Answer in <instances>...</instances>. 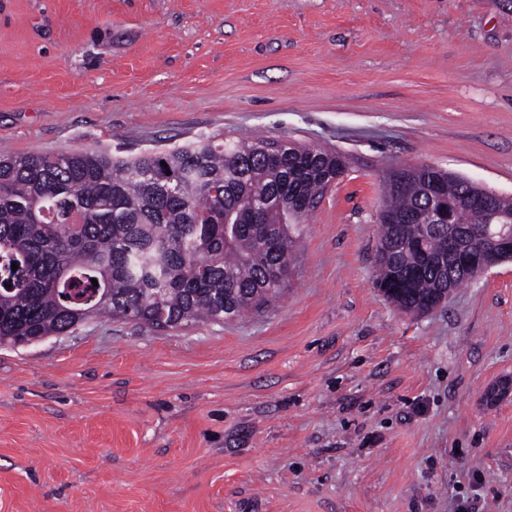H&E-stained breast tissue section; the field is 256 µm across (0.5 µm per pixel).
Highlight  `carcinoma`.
Instances as JSON below:
<instances>
[{"label": "carcinoma", "mask_w": 512, "mask_h": 512, "mask_svg": "<svg viewBox=\"0 0 512 512\" xmlns=\"http://www.w3.org/2000/svg\"><path fill=\"white\" fill-rule=\"evenodd\" d=\"M266 145L209 135L135 157L0 154V346L102 316L160 329L222 323L276 300L293 243L288 221L336 177V153L292 145L268 156ZM407 177L406 191L383 205L402 220L427 202L434 177L446 198L464 191L430 166ZM471 223L468 210L457 211L453 234L463 245ZM447 238L446 224L426 235L418 224L381 225L375 283L401 311L440 303L455 261Z\"/></svg>", "instance_id": "obj_1"}]
</instances>
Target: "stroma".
I'll return each instance as SVG.
<instances>
[{
	"instance_id": "stroma-1",
	"label": "stroma",
	"mask_w": 512,
	"mask_h": 512,
	"mask_svg": "<svg viewBox=\"0 0 512 512\" xmlns=\"http://www.w3.org/2000/svg\"><path fill=\"white\" fill-rule=\"evenodd\" d=\"M341 153L274 305L0 348V512H512V260L423 314L375 287L383 183L512 197L494 0H0V150L210 134Z\"/></svg>"
}]
</instances>
